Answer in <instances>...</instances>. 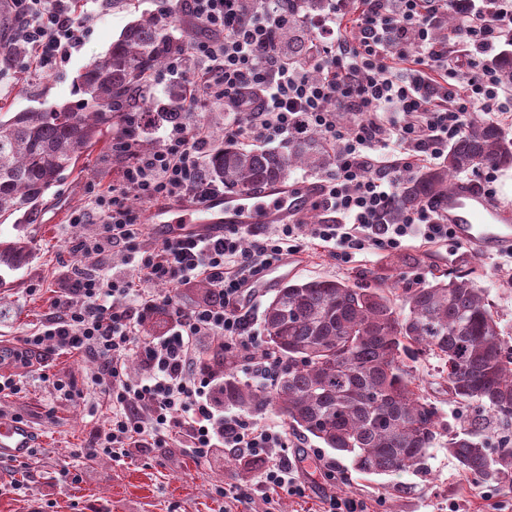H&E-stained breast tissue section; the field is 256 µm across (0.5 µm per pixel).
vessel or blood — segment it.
Returning a JSON list of instances; mask_svg holds the SVG:
<instances>
[{
  "label": "vessel or blood",
  "mask_w": 512,
  "mask_h": 512,
  "mask_svg": "<svg viewBox=\"0 0 512 512\" xmlns=\"http://www.w3.org/2000/svg\"><path fill=\"white\" fill-rule=\"evenodd\" d=\"M320 191L317 183L282 181L249 195L217 194L193 204L153 208L144 221L165 236L216 234L227 228L257 234L276 224L302 222ZM438 213L455 237L475 251L490 254L512 248V204L478 186L457 184ZM35 443V433L26 424L0 421V458H26Z\"/></svg>",
  "instance_id": "vessel-or-blood-1"
}]
</instances>
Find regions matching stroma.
I'll list each match as a JSON object with an SVG mask.
<instances>
[{"mask_svg":"<svg viewBox=\"0 0 512 512\" xmlns=\"http://www.w3.org/2000/svg\"><path fill=\"white\" fill-rule=\"evenodd\" d=\"M160 6L161 0H76L80 39L70 62L47 73L33 65L31 55L18 57L0 76V108L19 112L77 100L75 80L82 68L106 53L131 21ZM125 165V159L113 157L111 138L103 137L82 154L74 172L47 193L39 223L21 229L0 226V238L24 237L30 252L22 268L0 271L1 349L21 348L25 337L38 329L55 290L63 285L66 264L73 260L66 248L78 232L73 215L91 210L95 190L119 180ZM324 217L322 210L310 209L302 250L288 257L286 278L353 280L380 272L400 292L429 280L438 270L473 268L500 318L503 338L512 344V268L505 266L501 254L478 255L455 240L424 244L412 239L399 250L376 249L346 263L312 236L314 225ZM416 369L427 396L437 400L449 424L459 422L467 410L449 400L440 386L436 360H419ZM94 370L93 360L52 351L29 366L0 362L1 374L24 383L20 393L0 399V420L22 418L39 438L27 458L0 460V512H322L325 499L332 496L360 501L367 512H512V479L482 486L458 469L443 446L432 449L427 476L362 475L349 459L318 439L285 426L271 407L252 419L282 428L289 457L300 460L297 477L306 487L304 496L283 494L267 501L257 487L258 473L243 472L233 455L224 452L198 460L173 442L132 458H85L84 448L111 414L106 395L90 386ZM42 371L74 380L83 398L56 399L51 386L39 380ZM65 468L71 476L64 481L60 472ZM230 486L247 490L249 503L227 494Z\"/></svg>","mask_w":512,"mask_h":512,"instance_id":"1","label":"stroma"}]
</instances>
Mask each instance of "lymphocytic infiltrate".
<instances>
[{
  "label": "lymphocytic infiltrate",
  "instance_id": "lymphocytic-infiltrate-1",
  "mask_svg": "<svg viewBox=\"0 0 512 512\" xmlns=\"http://www.w3.org/2000/svg\"><path fill=\"white\" fill-rule=\"evenodd\" d=\"M330 2L304 30L306 52L295 62L280 35L304 29L302 0H176V10L201 32L167 59V68L186 75L189 110L218 105L226 112L225 141H289L309 130L328 140L335 169L322 187L327 216L314 236L337 246L344 260L372 247L400 249L408 237L451 238L432 207L406 211L396 222L389 209L402 175L417 162L442 158L473 113L512 110L493 65L503 37L512 35V0ZM9 9L17 40L41 48L40 68L52 72L69 60L79 40L70 0H9ZM451 16L460 29L452 46L433 37ZM112 151L127 161L122 179L96 195L97 221L74 215L88 231L68 243L76 262L66 286L13 358L27 363L29 351L49 345L97 361L94 383L111 398L112 418L87 456L125 457L182 440L202 460L219 448L262 460L260 485L269 494L303 495L297 465L276 453L284 445L281 431L215 412V374L201 349L211 337L223 351L256 343L246 332L247 286L298 252L301 225H279L246 248L232 233L181 234L144 247L145 227L130 199L216 193L205 174L211 143L202 129L177 124L163 149L147 153L127 137L113 141ZM117 253L137 280L113 272ZM198 278L211 285L213 300L174 307L170 330L141 339L140 326L161 305L150 285ZM132 355L145 367L135 383L124 372Z\"/></svg>",
  "mask_w": 512,
  "mask_h": 512
}]
</instances>
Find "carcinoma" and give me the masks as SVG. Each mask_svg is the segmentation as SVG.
I'll return each mask as SVG.
<instances>
[{
	"instance_id": "1",
	"label": "carcinoma",
	"mask_w": 512,
	"mask_h": 512,
	"mask_svg": "<svg viewBox=\"0 0 512 512\" xmlns=\"http://www.w3.org/2000/svg\"><path fill=\"white\" fill-rule=\"evenodd\" d=\"M174 23L162 8L129 24L78 75L77 101L0 113V224L39 223L47 192L74 171L85 150L106 133L138 134L129 116L155 110L163 121H184L186 87L172 85L164 98L152 99L147 84L167 57L182 51ZM282 41L288 54L303 55L296 31ZM497 67L504 86L512 87V49ZM334 163L327 141L308 132L283 152L224 143L207 156L205 168L225 191L247 194L287 179L295 168ZM490 166H512V138L495 121L475 118L442 162L401 182L389 220L439 205L455 175ZM28 258L24 239L0 241V267L15 270ZM263 323L266 350L277 357L273 379L251 385L224 370L226 358L217 359L223 373L215 388L225 408L253 414L271 406L291 427L349 456L365 475L422 474L444 438L459 469L477 483L494 486L512 477V439L505 436L493 448L485 442L491 422L512 426V357L473 272L434 273L404 289L398 303L386 277L374 272L364 283L290 280L266 303ZM421 358L438 360L448 396L477 412L449 425L414 374Z\"/></svg>"
}]
</instances>
